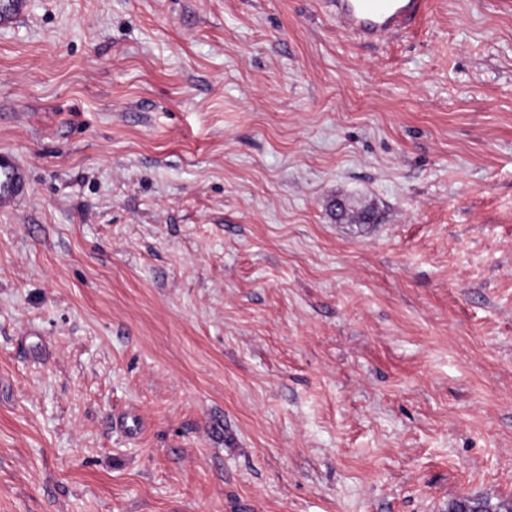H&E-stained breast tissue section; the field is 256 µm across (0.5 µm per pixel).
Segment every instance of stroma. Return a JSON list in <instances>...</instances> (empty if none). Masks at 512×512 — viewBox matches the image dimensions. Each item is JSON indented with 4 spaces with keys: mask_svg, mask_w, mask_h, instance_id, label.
I'll use <instances>...</instances> for the list:
<instances>
[{
    "mask_svg": "<svg viewBox=\"0 0 512 512\" xmlns=\"http://www.w3.org/2000/svg\"><path fill=\"white\" fill-rule=\"evenodd\" d=\"M29 2L0 512L512 499V0L373 45L325 0Z\"/></svg>",
    "mask_w": 512,
    "mask_h": 512,
    "instance_id": "1",
    "label": "stroma"
}]
</instances>
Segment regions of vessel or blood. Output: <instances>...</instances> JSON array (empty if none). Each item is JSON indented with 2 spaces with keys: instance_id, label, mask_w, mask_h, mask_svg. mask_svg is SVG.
Here are the masks:
<instances>
[{
  "instance_id": "1",
  "label": "vessel or blood",
  "mask_w": 512,
  "mask_h": 512,
  "mask_svg": "<svg viewBox=\"0 0 512 512\" xmlns=\"http://www.w3.org/2000/svg\"><path fill=\"white\" fill-rule=\"evenodd\" d=\"M427 0H327L338 27L366 43H380L410 27L426 10ZM28 0H0V28L19 24ZM25 167L10 151L0 150V211L17 207L29 193Z\"/></svg>"
}]
</instances>
